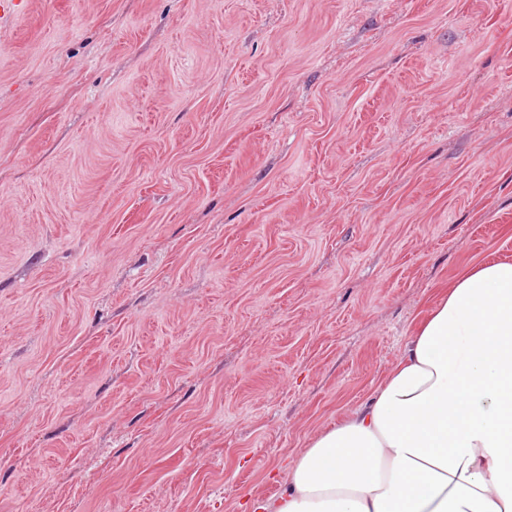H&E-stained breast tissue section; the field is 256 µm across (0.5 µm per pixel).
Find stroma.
<instances>
[{
    "instance_id": "obj_1",
    "label": "stroma",
    "mask_w": 512,
    "mask_h": 512,
    "mask_svg": "<svg viewBox=\"0 0 512 512\" xmlns=\"http://www.w3.org/2000/svg\"><path fill=\"white\" fill-rule=\"evenodd\" d=\"M498 259L512 0H28L0 512H255Z\"/></svg>"
}]
</instances>
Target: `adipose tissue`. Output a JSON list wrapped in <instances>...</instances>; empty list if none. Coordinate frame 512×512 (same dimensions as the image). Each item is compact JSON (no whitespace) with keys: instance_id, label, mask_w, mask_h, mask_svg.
I'll return each instance as SVG.
<instances>
[{"instance_id":"1","label":"adipose tissue","mask_w":512,"mask_h":512,"mask_svg":"<svg viewBox=\"0 0 512 512\" xmlns=\"http://www.w3.org/2000/svg\"><path fill=\"white\" fill-rule=\"evenodd\" d=\"M259 512H512V262L430 308L396 367Z\"/></svg>"}]
</instances>
